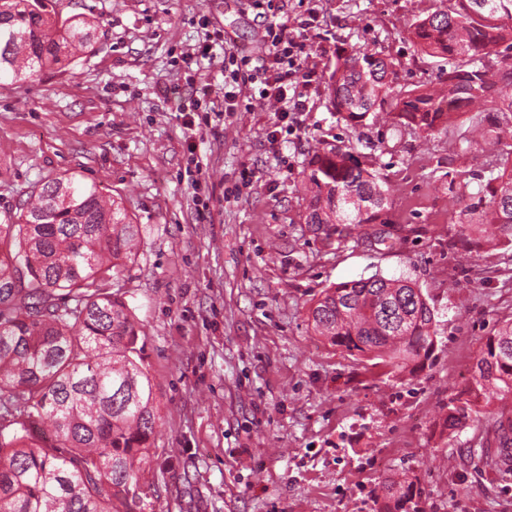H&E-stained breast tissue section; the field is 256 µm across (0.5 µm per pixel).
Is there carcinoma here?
Wrapping results in <instances>:
<instances>
[{
  "mask_svg": "<svg viewBox=\"0 0 512 512\" xmlns=\"http://www.w3.org/2000/svg\"><path fill=\"white\" fill-rule=\"evenodd\" d=\"M97 29L86 16L58 18L52 0H0V80L41 77L92 50ZM411 35L418 53L448 60L440 86L397 92L393 61L343 49L327 76L331 109L354 131L385 114L428 135L485 113L466 138L489 153L478 189L452 178L448 193L473 246H512V0H455L413 23ZM305 180V223H383V180L353 153L319 144ZM139 236L121 202L75 174L44 180L0 222V512H131L153 487L154 384L132 311L112 291ZM310 316L331 344L400 371L422 370L433 354L434 313L407 280L341 282ZM467 393L512 397V322L487 338ZM446 408L451 432L480 421L469 398ZM36 419L51 440L33 434ZM375 501L377 512H421L405 476L380 478Z\"/></svg>",
  "mask_w": 512,
  "mask_h": 512,
  "instance_id": "1",
  "label": "carcinoma"
}]
</instances>
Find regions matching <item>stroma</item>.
I'll return each mask as SVG.
<instances>
[{
    "instance_id": "obj_1",
    "label": "stroma",
    "mask_w": 512,
    "mask_h": 512,
    "mask_svg": "<svg viewBox=\"0 0 512 512\" xmlns=\"http://www.w3.org/2000/svg\"><path fill=\"white\" fill-rule=\"evenodd\" d=\"M248 2L56 0L61 16L99 22L94 50L40 79L0 82V214L75 173L122 198L140 228L138 256L113 284L141 329L160 416L158 491L136 512H374L379 477L402 471L423 512H512V465L497 458L491 426L512 418V401L479 402L483 420L453 433L439 420L512 318V247L465 244L448 193L447 172L485 160L464 140L470 115L435 135L368 130L385 223L332 232L304 222L316 143L357 144L328 106L338 49L393 58L395 89L438 84L443 60L417 55L408 27L440 0H274L322 76L302 90L306 111L284 117L257 99L228 114L219 100L207 126L186 130L178 105L191 84L220 90L224 65L193 73L182 57L215 29L260 51ZM196 163L211 182L203 215L187 175ZM375 275L416 283L434 312L435 350L417 373L312 329L324 289Z\"/></svg>"
}]
</instances>
